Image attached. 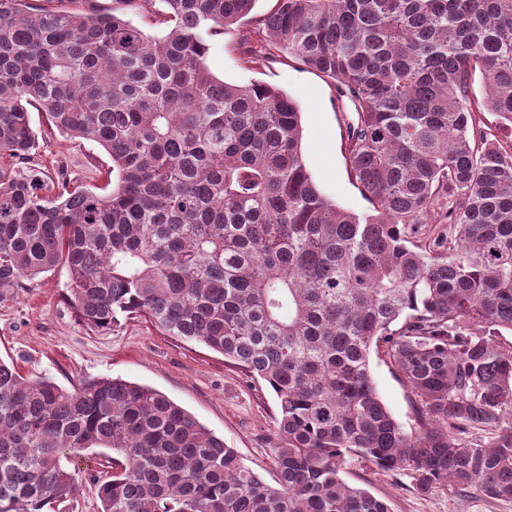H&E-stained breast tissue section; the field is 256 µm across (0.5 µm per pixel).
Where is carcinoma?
Segmentation results:
<instances>
[{"mask_svg": "<svg viewBox=\"0 0 512 512\" xmlns=\"http://www.w3.org/2000/svg\"><path fill=\"white\" fill-rule=\"evenodd\" d=\"M255 2L0 0V300L63 264L89 328L144 317L263 381L277 480L157 390H68L0 361V512H57L79 490L64 461L91 448L109 450L100 512H391L343 478L353 457L421 494L512 499V0H276L239 34L245 65L292 59L353 113L363 215L313 182L291 98L206 65ZM33 103L108 153L110 193L17 171ZM419 224L440 228L413 241ZM373 351L413 396L411 433ZM370 368L379 395L394 418L402 423L407 431H411L414 422L412 395L400 381L392 367L374 352L370 355Z\"/></svg>", "mask_w": 512, "mask_h": 512, "instance_id": "cac0c4a2", "label": "carcinoma"}]
</instances>
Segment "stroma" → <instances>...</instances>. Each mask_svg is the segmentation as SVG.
Listing matches in <instances>:
<instances>
[{
    "label": "stroma",
    "instance_id": "stroma-1",
    "mask_svg": "<svg viewBox=\"0 0 512 512\" xmlns=\"http://www.w3.org/2000/svg\"><path fill=\"white\" fill-rule=\"evenodd\" d=\"M207 65L225 82H263L293 99L302 112L304 158L321 193L345 210L371 211L345 159L346 115L321 75L282 57L246 67L230 34L211 39ZM29 118L36 133L31 166L40 176L48 181L65 177L75 188L105 185L111 161L100 146L65 139L42 106H30ZM70 294L69 273L61 265L0 302V360L15 364L29 379L48 378L67 389L107 377L151 387L222 437L262 478L274 481L279 409L264 383L247 379L204 344L168 336L140 317L121 319L107 331L90 329L77 320ZM370 368L383 403L405 428H412L410 391L385 360L371 357ZM344 477L387 499L392 512H512V499H490L475 488L460 493L440 487L419 494L407 476L358 458L349 460Z\"/></svg>",
    "mask_w": 512,
    "mask_h": 512
}]
</instances>
